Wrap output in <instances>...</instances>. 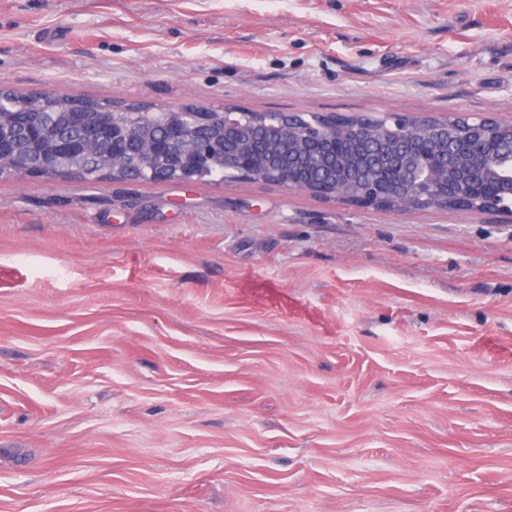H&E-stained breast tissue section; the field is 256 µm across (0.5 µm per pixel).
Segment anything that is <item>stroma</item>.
Wrapping results in <instances>:
<instances>
[{
  "label": "stroma",
  "instance_id": "obj_1",
  "mask_svg": "<svg viewBox=\"0 0 512 512\" xmlns=\"http://www.w3.org/2000/svg\"><path fill=\"white\" fill-rule=\"evenodd\" d=\"M0 79L512 120V0H0ZM0 512H512V214L0 177Z\"/></svg>",
  "mask_w": 512,
  "mask_h": 512
}]
</instances>
